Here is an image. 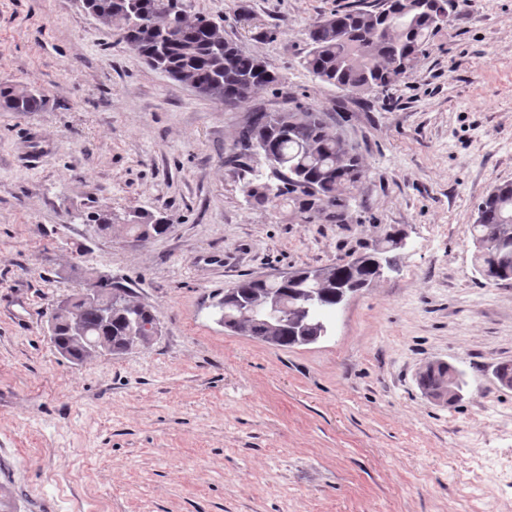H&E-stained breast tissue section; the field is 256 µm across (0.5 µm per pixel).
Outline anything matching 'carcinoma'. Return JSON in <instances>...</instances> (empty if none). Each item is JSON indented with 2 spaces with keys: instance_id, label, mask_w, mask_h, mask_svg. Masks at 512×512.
<instances>
[{
  "instance_id": "carcinoma-1",
  "label": "carcinoma",
  "mask_w": 512,
  "mask_h": 512,
  "mask_svg": "<svg viewBox=\"0 0 512 512\" xmlns=\"http://www.w3.org/2000/svg\"><path fill=\"white\" fill-rule=\"evenodd\" d=\"M84 9L100 23H120L122 40L152 68L167 73L173 80L191 85L201 95L224 103L236 99L248 103L260 90L278 83L259 57L240 49L224 37V28L207 14L192 11L190 0H83ZM440 7L430 0H377L372 9L336 11L311 24L307 31L308 52L303 65L319 81L341 90H384L395 82V69L412 70L426 46L444 25ZM47 97L37 90H19L0 85V106L12 112H42ZM234 145L239 165L247 167L256 156L269 164L279 185L273 188L258 182L248 196L258 204L274 196L292 204L308 222L324 218L332 224L344 221L345 204L351 199L350 187L367 174L360 156L345 158L348 146L341 134L328 131L327 115L312 105L267 112L254 109L241 123ZM114 214L99 209L86 221L99 231L112 229ZM170 219L165 213L144 211L133 215L127 231L145 238L161 236ZM473 241L480 244L475 256L476 271L487 284H512V183L495 186L478 205L473 224ZM321 281L308 277L310 269L295 272L296 278H252L237 286L243 297L265 290L281 292L288 303L312 292L318 311L331 316L336 311L337 290L343 284L373 282L367 266L336 263L325 268ZM101 297L118 299L126 307L106 322L102 309L77 304L87 336L106 339L112 348H125L128 323L144 324L155 320L151 306L130 299L129 290L118 282L98 284ZM226 328L246 329L254 338L276 347L306 344L305 337L288 327L271 340L263 324L250 321L240 325L229 315ZM51 339L64 357L80 361L83 349L68 338L66 318L50 314ZM460 375L453 365L429 363L418 376L423 393L436 392L445 382Z\"/></svg>"
}]
</instances>
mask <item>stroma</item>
Masks as SVG:
<instances>
[{
	"label": "stroma",
	"mask_w": 512,
	"mask_h": 512,
	"mask_svg": "<svg viewBox=\"0 0 512 512\" xmlns=\"http://www.w3.org/2000/svg\"><path fill=\"white\" fill-rule=\"evenodd\" d=\"M191 2L279 76L251 107L320 106L370 173L340 224L252 205L227 162L245 109L150 68L81 0H0V81L48 98L0 108V483L20 512H512V390L494 376L512 360V286L483 283L471 236L512 183V0H456L414 70L370 93L303 66L308 26L364 0ZM106 206L110 232L84 223ZM142 210L171 226L128 245ZM393 230L391 268L318 342L219 322L241 280L326 267ZM76 263L148 303L160 335L59 354L48 317ZM435 361L462 374L455 405L418 386ZM474 460L493 467L477 497L459 481Z\"/></svg>",
	"instance_id": "1"
}]
</instances>
